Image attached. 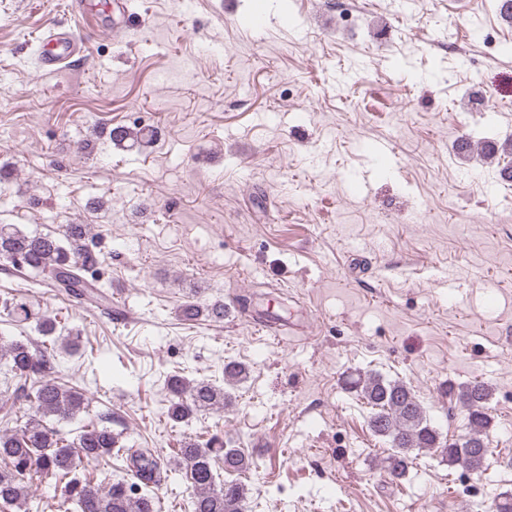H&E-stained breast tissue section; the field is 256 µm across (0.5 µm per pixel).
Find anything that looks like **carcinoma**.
Wrapping results in <instances>:
<instances>
[{"instance_id":"1","label":"carcinoma","mask_w":512,"mask_h":512,"mask_svg":"<svg viewBox=\"0 0 512 512\" xmlns=\"http://www.w3.org/2000/svg\"><path fill=\"white\" fill-rule=\"evenodd\" d=\"M113 141L127 139L136 144L152 142V131L115 128ZM85 224H66L55 233H28L15 224L0 225V265L23 268L33 278L54 289L57 295L94 304L112 303L108 284L100 276L104 259L85 242ZM12 321L35 322L44 337L56 332L55 319L32 309L24 299L3 304ZM187 320L204 315L224 318V303L202 304L188 301L181 306ZM0 372L16 381L15 399L29 402L28 418L13 430L0 433V507L21 512L30 495V480L63 484L59 507L64 512H158L155 490L168 478L167 465L150 448H140L126 457L132 481L116 480L102 490L77 471L125 451L120 435L105 424L84 425L71 438L54 424L77 418L86 398L72 387L59 383L55 345L17 340L0 348ZM248 367L236 361L224 364V386L207 380H190L180 371L166 376L168 394L166 417L174 428L188 424L197 413L222 409L233 400L232 390L247 378ZM348 391L370 407L368 427L390 448L385 458L390 477L405 476L418 455L433 452L448 466L477 471L484 467L489 452L486 442L491 418L487 403L492 388L485 382L455 386L448 384V403L467 413V431L456 439H445L427 418L426 410L413 387L400 379L352 373L345 378ZM224 464L227 479L219 486L215 465ZM176 464L181 466L191 487L192 512H244L247 492L240 477L253 465L244 448H226L214 442L200 445L185 441Z\"/></svg>"}]
</instances>
